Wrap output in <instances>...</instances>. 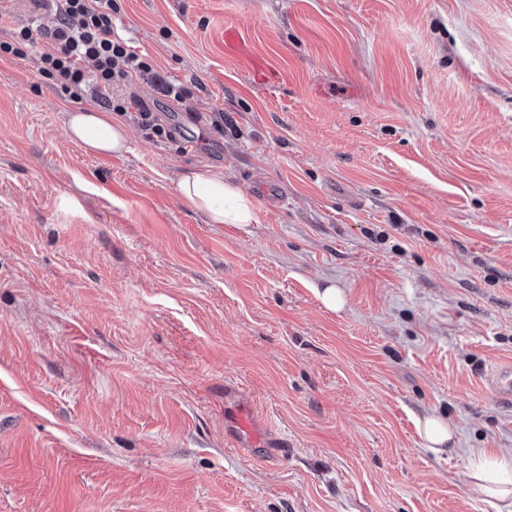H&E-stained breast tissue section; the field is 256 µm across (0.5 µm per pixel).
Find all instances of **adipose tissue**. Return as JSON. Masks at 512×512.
<instances>
[{
    "label": "adipose tissue",
    "mask_w": 512,
    "mask_h": 512,
    "mask_svg": "<svg viewBox=\"0 0 512 512\" xmlns=\"http://www.w3.org/2000/svg\"><path fill=\"white\" fill-rule=\"evenodd\" d=\"M64 125L68 138L91 152L119 154L128 149L126 125L109 112L95 108L70 112ZM177 191L185 204L208 223L243 227L258 221L252 196L221 174L207 169L187 170L177 183ZM468 479L472 488L489 500L512 502V454L481 452Z\"/></svg>",
    "instance_id": "obj_1"
}]
</instances>
